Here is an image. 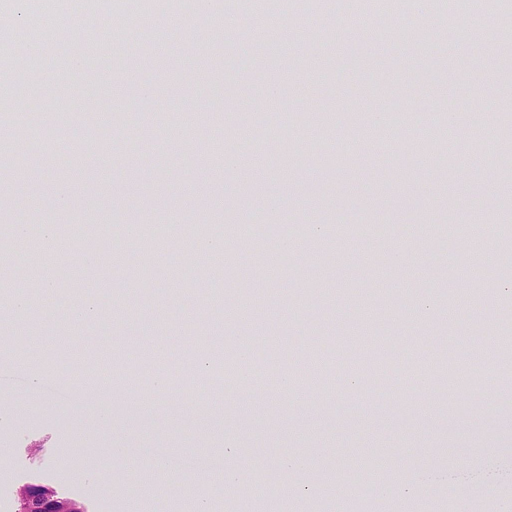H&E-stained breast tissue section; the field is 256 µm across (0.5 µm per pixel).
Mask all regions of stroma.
<instances>
[{
  "label": "stroma",
  "instance_id": "35a3bbf8",
  "mask_svg": "<svg viewBox=\"0 0 512 512\" xmlns=\"http://www.w3.org/2000/svg\"><path fill=\"white\" fill-rule=\"evenodd\" d=\"M77 9L59 0L68 38L58 59L41 60L40 83L16 94L15 115L31 125L11 146L27 170L0 174L5 226L55 225L66 247L39 273L0 268V283L37 299L50 281L49 312L28 328L29 347L61 357L67 378L80 372L78 355H111L106 372L125 391L111 423L89 431L94 409L36 401L32 381L0 356V502L13 505L38 475L90 512H162L170 476L156 472L143 496L146 449L190 459L217 448L218 468L184 495L192 512H457L460 485L467 512H512V403L489 405L512 388V348L500 341L512 333V189L501 178L512 166V37L498 20L476 13L452 47L439 14L400 0L389 26L424 27L432 44L373 41L366 69L355 49L362 33L333 25L336 0L301 15L296 38L246 46L225 37L212 2L188 17L149 15L140 55L116 44L90 59L89 34L106 23L98 13L76 18ZM245 51L251 74L228 81V60ZM133 98L147 110L130 111ZM443 109L456 138L427 153L411 151L406 129L370 136L393 113L426 124ZM216 113L238 167L214 156ZM283 120L297 137L284 177L252 147ZM475 125L496 133L498 152L470 151ZM336 141L354 147L347 166L326 160ZM104 211L110 224L82 246L74 214L96 224ZM474 218L488 228L477 247L449 235ZM216 222L250 232L224 235V262L197 274L203 293H181L173 278L198 238L166 236L147 262L140 240L121 230ZM293 224L323 230L273 267ZM419 294L437 316L419 314ZM80 296L96 299L93 320L72 318ZM202 338L232 371L221 382L198 372ZM250 343L263 346L266 364L245 355ZM476 347L474 387L437 372ZM108 445L125 456L109 462ZM392 455L397 470L375 481ZM259 475L271 485L256 488Z\"/></svg>",
  "mask_w": 512,
  "mask_h": 512
}]
</instances>
